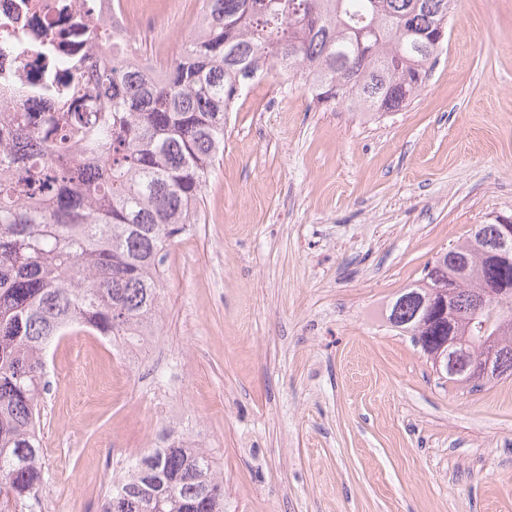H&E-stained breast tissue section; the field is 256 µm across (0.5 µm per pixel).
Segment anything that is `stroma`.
Wrapping results in <instances>:
<instances>
[{"instance_id":"35a3bbf8","label":"stroma","mask_w":512,"mask_h":512,"mask_svg":"<svg viewBox=\"0 0 512 512\" xmlns=\"http://www.w3.org/2000/svg\"><path fill=\"white\" fill-rule=\"evenodd\" d=\"M128 7L168 18L142 43L166 65L187 15ZM510 216L512 0H457L418 96L377 120L293 76L252 81L137 363L90 333L83 359L67 336L49 349L24 512H98L169 419L213 456L229 512H512V377L445 382L384 319L428 261Z\"/></svg>"}]
</instances>
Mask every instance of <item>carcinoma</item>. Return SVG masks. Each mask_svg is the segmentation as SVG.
Instances as JSON below:
<instances>
[{"label": "carcinoma", "instance_id": "cac0c4a2", "mask_svg": "<svg viewBox=\"0 0 512 512\" xmlns=\"http://www.w3.org/2000/svg\"><path fill=\"white\" fill-rule=\"evenodd\" d=\"M454 0H201L200 31L170 64L125 66L93 41L66 60L83 91L38 121L0 100V512H23L41 487L40 405L56 340L92 332L126 345L152 335L163 255L194 223L224 151L226 112L257 76L298 75L313 98L376 116L421 90L440 48L414 39L448 27ZM495 224L433 264L452 285L425 312L422 276L386 305L385 320L428 356L453 333L478 353L493 340L499 373L441 372L481 387L512 376V333L478 308L486 288L512 291V260L484 252ZM162 448L113 477L99 512H227L224 481L201 448L164 429Z\"/></svg>", "mask_w": 512, "mask_h": 512}]
</instances>
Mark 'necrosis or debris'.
Instances as JSON below:
<instances>
[{
	"label": "necrosis or debris",
	"mask_w": 512,
	"mask_h": 512,
	"mask_svg": "<svg viewBox=\"0 0 512 512\" xmlns=\"http://www.w3.org/2000/svg\"><path fill=\"white\" fill-rule=\"evenodd\" d=\"M42 27L55 32L57 57H40L36 33ZM116 31H131L122 0H0V100L18 112L60 110V102L37 97L30 86L66 81L58 57L79 56L86 33H97L108 44ZM19 41L28 43L27 54L18 53Z\"/></svg>",
	"instance_id": "obj_1"
}]
</instances>
